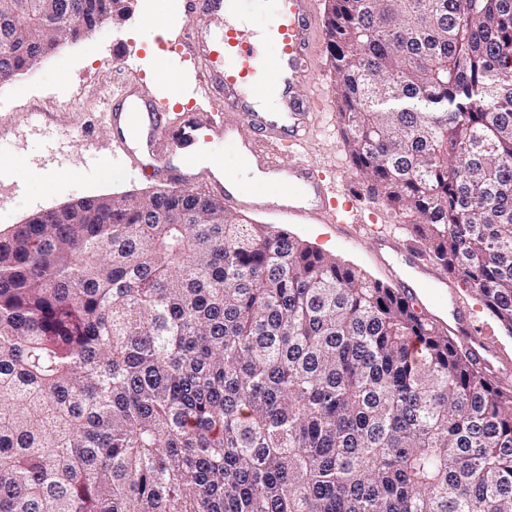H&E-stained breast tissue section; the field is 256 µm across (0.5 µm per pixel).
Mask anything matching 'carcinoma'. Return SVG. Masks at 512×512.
<instances>
[{
  "instance_id": "obj_1",
  "label": "carcinoma",
  "mask_w": 512,
  "mask_h": 512,
  "mask_svg": "<svg viewBox=\"0 0 512 512\" xmlns=\"http://www.w3.org/2000/svg\"><path fill=\"white\" fill-rule=\"evenodd\" d=\"M0 0V83L129 0ZM368 191L512 335V0H329ZM0 512H512V388L391 285L218 198L0 232Z\"/></svg>"
}]
</instances>
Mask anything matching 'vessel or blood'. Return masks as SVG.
Masks as SVG:
<instances>
[{
	"mask_svg": "<svg viewBox=\"0 0 512 512\" xmlns=\"http://www.w3.org/2000/svg\"><path fill=\"white\" fill-rule=\"evenodd\" d=\"M265 15L261 29L235 20L238 0H186L185 8L199 21L183 33L181 47L211 87L220 108L215 112H180L169 117L154 98L129 75L116 98L106 99V122L123 147L131 172L162 184L172 183L190 192L220 196L233 212L274 209L309 223L323 220L335 207L342 187L326 180L304 155L311 100L299 90L309 79L307 61L316 17L315 0H259ZM224 23L210 29L211 21ZM265 87L277 107L265 111L255 104V90ZM252 134L241 137V126ZM231 149L242 167L259 170L266 183L253 194H243L233 179L218 175L215 167L189 163L188 152L218 145ZM375 251L391 250L403 264L397 286L418 309L433 319H444L474 360L491 366L493 353L475 334L474 321L463 308L445 310L446 296L436 274L415 244L394 234L370 232Z\"/></svg>",
	"mask_w": 512,
	"mask_h": 512,
	"instance_id": "vessel-or-blood-1",
	"label": "vessel or blood"
}]
</instances>
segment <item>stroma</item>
Returning <instances> with one entry per match:
<instances>
[{
  "mask_svg": "<svg viewBox=\"0 0 512 512\" xmlns=\"http://www.w3.org/2000/svg\"><path fill=\"white\" fill-rule=\"evenodd\" d=\"M173 11L177 28L159 41V56L168 72L159 75L154 57L148 56L137 34L146 14ZM194 18L185 12V0H132L130 14L106 24L76 41L64 42L31 72L0 84V167L18 173L20 189L0 200V230L25 223L31 216L69 202L103 195H139L155 189L154 181L129 176L128 162L101 119L108 92L118 90L129 72H136L144 92L155 98L182 97L192 109H213L212 90L200 82L193 60L180 51L183 29ZM309 61L313 79L301 94L318 98L322 107L313 113L307 157L337 183L348 184L362 208L351 222L374 224L401 239L411 234L403 219L379 196L368 194L349 158L341 135L335 94L336 76L325 40V24L317 22ZM48 113L55 141L28 134L35 113ZM91 137H84V130ZM79 143L68 147V136ZM252 223L293 233L336 259L355 264L372 277L394 283L390 259L374 252L366 239L346 235L333 222L305 224L275 212H246ZM448 298L469 310L479 335L489 339L512 360V335L508 334L475 295L457 280L448 282Z\"/></svg>",
  "mask_w": 512,
  "mask_h": 512,
  "instance_id": "obj_1",
  "label": "stroma"
}]
</instances>
